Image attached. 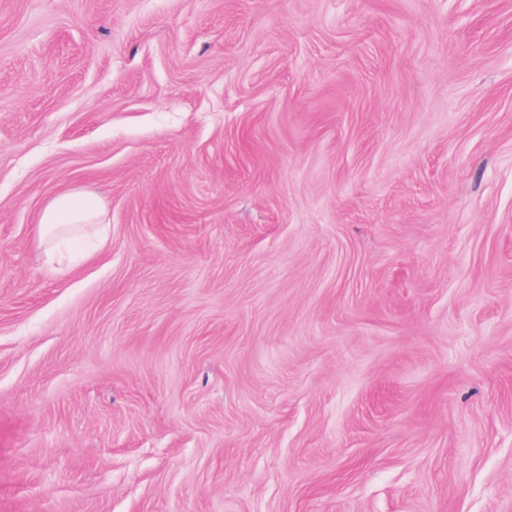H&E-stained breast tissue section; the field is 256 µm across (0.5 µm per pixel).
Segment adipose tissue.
Instances as JSON below:
<instances>
[{
    "label": "adipose tissue",
    "instance_id": "ef3b65f1",
    "mask_svg": "<svg viewBox=\"0 0 512 512\" xmlns=\"http://www.w3.org/2000/svg\"><path fill=\"white\" fill-rule=\"evenodd\" d=\"M104 210L103 198L93 193L68 191L55 197L38 219L37 243L47 263L61 267L69 258V247L83 237L102 236Z\"/></svg>",
    "mask_w": 512,
    "mask_h": 512
}]
</instances>
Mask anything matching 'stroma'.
<instances>
[{
	"label": "stroma",
	"instance_id": "35a3bbf8",
	"mask_svg": "<svg viewBox=\"0 0 512 512\" xmlns=\"http://www.w3.org/2000/svg\"><path fill=\"white\" fill-rule=\"evenodd\" d=\"M0 512H512V0H0ZM105 210L102 197L83 191H68L55 197L40 213L37 243L44 251L46 262L60 268L70 256V247L83 237H102L105 224L101 216ZM66 246V251L59 248Z\"/></svg>",
	"mask_w": 512,
	"mask_h": 512
}]
</instances>
